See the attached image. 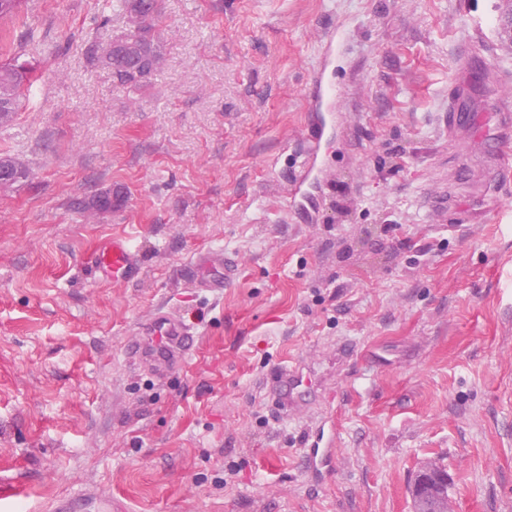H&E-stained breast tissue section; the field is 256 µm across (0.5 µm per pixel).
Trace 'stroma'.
Masks as SVG:
<instances>
[{
	"instance_id": "1",
	"label": "stroma",
	"mask_w": 512,
	"mask_h": 512,
	"mask_svg": "<svg viewBox=\"0 0 512 512\" xmlns=\"http://www.w3.org/2000/svg\"><path fill=\"white\" fill-rule=\"evenodd\" d=\"M511 11L164 0L165 61L133 90L85 55L129 28L120 0H24L0 24L43 71L0 126V158L27 168L0 190V512H413L429 460L453 512H512V179L484 222L428 208L494 172L488 133L449 149L444 116L465 52L484 63L471 112L512 102ZM319 74L338 91L336 123L300 223L278 178L306 146ZM104 191L119 206L89 209ZM117 234L142 275L104 285L86 259ZM207 250L238 266L214 297L179 286ZM164 302L198 338L159 378L125 346ZM289 355L326 377L319 407L338 440L315 474L309 415L284 417L265 386Z\"/></svg>"
}]
</instances>
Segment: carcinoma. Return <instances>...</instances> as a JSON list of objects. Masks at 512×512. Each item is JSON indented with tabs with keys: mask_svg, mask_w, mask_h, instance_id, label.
<instances>
[{
	"mask_svg": "<svg viewBox=\"0 0 512 512\" xmlns=\"http://www.w3.org/2000/svg\"><path fill=\"white\" fill-rule=\"evenodd\" d=\"M122 8L131 17L133 25L126 33L112 38V58L106 63L99 51L106 46L93 44L88 57L107 68L113 82L120 86L144 87L152 83L164 60V39L160 30L163 18L162 0H122ZM35 70L27 61L14 56L0 62V126L10 124L32 86ZM414 508L427 512H448V486L441 485L435 492L423 496L422 504Z\"/></svg>",
	"mask_w": 512,
	"mask_h": 512,
	"instance_id": "carcinoma-1",
	"label": "carcinoma"
}]
</instances>
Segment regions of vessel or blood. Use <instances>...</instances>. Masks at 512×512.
Listing matches in <instances>:
<instances>
[{"label":"vessel or blood","instance_id":"1","mask_svg":"<svg viewBox=\"0 0 512 512\" xmlns=\"http://www.w3.org/2000/svg\"><path fill=\"white\" fill-rule=\"evenodd\" d=\"M493 117L495 175L501 179L512 174V103H500ZM447 122L449 130L453 131L462 124L471 128L478 126L479 118L465 112L461 96L456 95L448 99ZM89 265L106 281H131L142 273L139 253L129 238L123 236L113 237L96 250ZM235 271V266L225 262L223 256L201 252L183 277L189 286L201 293L215 295L223 290L225 280ZM195 336L193 324L188 323L180 311L157 306L141 323L136 339L128 343L127 359L139 371L154 376L167 375L187 363L195 348ZM266 387L278 411L307 413L316 407L323 384L315 380L308 363L294 359L275 369L267 378Z\"/></svg>","mask_w":512,"mask_h":512}]
</instances>
